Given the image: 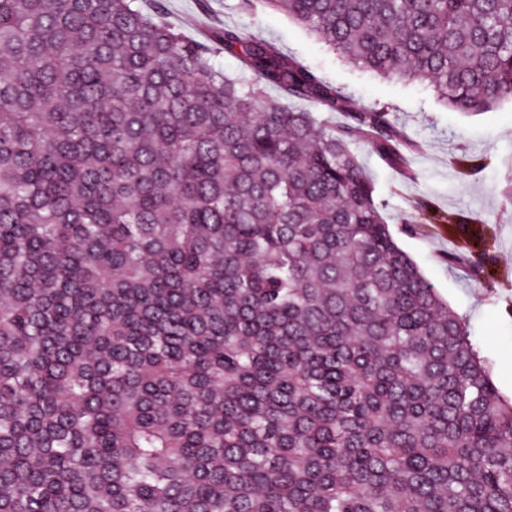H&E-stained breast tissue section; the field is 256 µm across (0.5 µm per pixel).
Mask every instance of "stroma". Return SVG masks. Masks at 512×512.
Wrapping results in <instances>:
<instances>
[{
    "label": "stroma",
    "mask_w": 512,
    "mask_h": 512,
    "mask_svg": "<svg viewBox=\"0 0 512 512\" xmlns=\"http://www.w3.org/2000/svg\"><path fill=\"white\" fill-rule=\"evenodd\" d=\"M241 0H166L169 22L194 40L229 24L274 43L320 72L363 106L385 105L406 135L420 145L413 159L414 179H400L367 146L355 152L385 199V218L398 244L418 263L449 307L465 316L468 330L488 359L502 395L512 396V316L505 298L512 296V199L500 186L512 182V101L468 117L439 101L425 84L385 78L342 60L316 35L286 13L256 0L244 9ZM491 156L492 163L469 178H460L453 159L460 153ZM426 198L438 214L451 218L449 231L434 233L420 224L413 208ZM480 216L495 226L493 287L468 279L449 267L446 255L455 247L460 219Z\"/></svg>",
    "instance_id": "obj_1"
}]
</instances>
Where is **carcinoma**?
<instances>
[{"label":"carcinoma","instance_id":"obj_1","mask_svg":"<svg viewBox=\"0 0 512 512\" xmlns=\"http://www.w3.org/2000/svg\"><path fill=\"white\" fill-rule=\"evenodd\" d=\"M263 3L450 108L512 100V0ZM360 143L413 175L387 107L236 26L0 0V512H512V399Z\"/></svg>","mask_w":512,"mask_h":512}]
</instances>
